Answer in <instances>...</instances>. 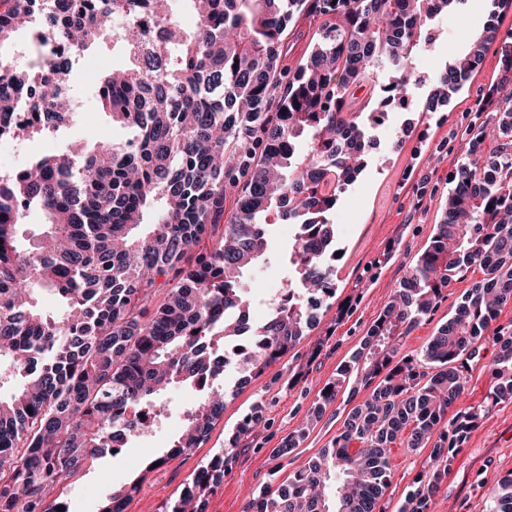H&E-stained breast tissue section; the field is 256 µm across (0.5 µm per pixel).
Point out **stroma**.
<instances>
[{"mask_svg": "<svg viewBox=\"0 0 512 512\" xmlns=\"http://www.w3.org/2000/svg\"><path fill=\"white\" fill-rule=\"evenodd\" d=\"M485 0H469L464 11L439 15L433 22L437 38L432 50L421 53L408 75V88L418 106L388 113L386 129L374 130L377 141L357 182L341 195L332 222L343 257L336 268V298L319 313L318 325L293 350L266 373L245 384L227 375L224 411L199 447L168 457V445L179 432L192 404V394L181 391L163 411L155 435L138 437L121 453L86 464L58 488L70 501L72 512H97L107 486H120L142 478L125 512H162L163 505L180 497L194 471L229 447L238 424L256 402L265 404V424L250 437L246 448L234 449V462L224 482L206 497V512H242L265 485L285 482L290 474L316 459L343 429L353 403L365 400L369 388L341 395L310 430L307 438L282 462L270 452L281 439L297 430L319 390L335 378L341 364L359 348L373 322L390 300L404 272L430 244L444 218L448 176L466 156L463 131L478 110H494L493 89L502 81V63L489 52L481 68L440 111L423 105L432 88L439 63L458 54L469 39L482 31L487 20ZM86 60L94 69H76L75 87L84 101L72 125L56 134L31 137L23 144L0 139V165L19 168L32 158L64 148L92 136L97 141L121 139L122 130L96 109L98 75L122 62L111 32H103ZM293 229L275 225L273 240L261 266L250 273L259 290L280 287L288 277L283 261ZM481 272L469 273L454 283L434 315L417 327L402 346L415 355L454 312ZM429 448L392 449L391 484L380 501L384 512H398L406 495L427 467ZM512 476V401L493 405L469 435L439 491L430 499L428 512H489L500 480Z\"/></svg>", "mask_w": 512, "mask_h": 512, "instance_id": "35a3bbf8", "label": "stroma"}]
</instances>
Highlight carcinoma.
I'll list each match as a JSON object with an SVG mask.
<instances>
[{"mask_svg":"<svg viewBox=\"0 0 512 512\" xmlns=\"http://www.w3.org/2000/svg\"><path fill=\"white\" fill-rule=\"evenodd\" d=\"M172 0H3L0 46L25 24L61 46L51 76L0 68V138L52 132L71 112L66 85L78 60L112 30L125 62L97 83L98 109L124 130L121 141L87 136L24 167L0 168V512H58L62 481L142 434L140 411L163 408L179 386L195 394L167 455L208 436L224 411V345L250 329L256 293L244 275L269 248L268 228L292 224L288 296L259 326L240 359V381L290 352L336 297L338 246L331 216L364 169L369 127L353 89L387 74L386 90L408 107L404 72L432 47L431 22L467 0H187L185 29ZM319 22L306 62L286 74L288 31ZM496 47L512 72V34L487 25L436 72L427 107L457 94ZM488 120L467 128L466 159L448 189L445 216L360 348L308 410L317 424L338 395H371L347 413L343 431L305 469L266 485L244 512H382L390 451L433 443L426 478L400 512H428L485 404L454 410L474 365L494 350L491 404L512 400V92L496 89ZM237 189L224 216L228 188ZM45 223L27 236L24 217ZM224 233L211 245V228ZM483 273L419 355L403 340L432 315L453 283ZM163 300L152 301L160 288ZM47 293L63 309L41 306ZM493 336H487L489 329ZM257 402L230 447L195 472L163 512H205V493L231 469L234 446L263 422ZM307 437L292 432L272 449L288 457ZM133 481L104 495L97 512H125ZM491 512H512V477Z\"/></svg>","mask_w":512,"mask_h":512,"instance_id":"cac0c4a2","label":"carcinoma"}]
</instances>
